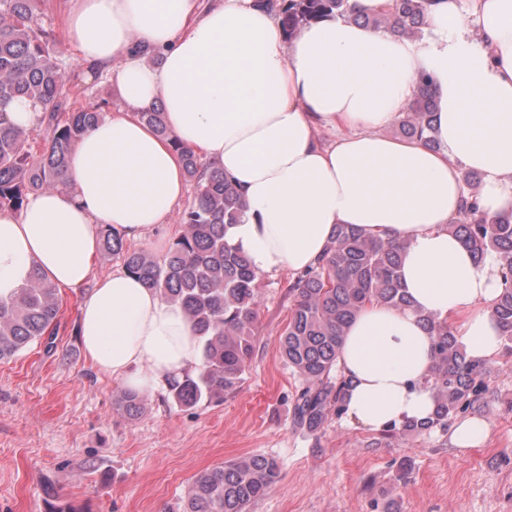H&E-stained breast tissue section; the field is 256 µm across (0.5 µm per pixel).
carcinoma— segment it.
I'll list each match as a JSON object with an SVG mask.
<instances>
[{
    "mask_svg": "<svg viewBox=\"0 0 512 512\" xmlns=\"http://www.w3.org/2000/svg\"><path fill=\"white\" fill-rule=\"evenodd\" d=\"M440 0H392L387 16L359 14L354 20L397 37L416 38L427 25L429 7ZM288 37H297L312 20L347 13V0H278L274 4ZM33 99L45 112L46 138L36 152L29 129L13 125L10 105ZM437 88L427 73L417 76L415 93L399 122L400 133L434 148ZM104 114L71 100L53 31L40 19L38 0H0V209L20 211L29 196L44 190H67L71 154L82 134ZM140 118L157 134L170 137L164 112L156 107ZM186 178L195 185L194 201L184 209L185 232L158 262L144 251L129 249L111 227L101 230V250L122 259L123 267L146 288L179 305L200 346L193 369L167 382L168 400L195 408L235 392L244 380L261 303L259 275L245 255L224 241V228L237 223L246 208L241 191L214 164H203L177 140ZM469 187L459 220L448 225L477 257L497 256L512 273V215L489 217L480 209V177L465 173ZM400 242L382 241L348 225H337L326 253L292 285L294 305L280 340V352L294 374L305 381L292 407L293 427L316 436L332 416L345 414L346 380L338 369L345 331L365 305L377 302L407 308L400 284ZM57 288L36 268L26 283L0 299V360L11 359L50 337L59 317ZM499 335L512 342V285L495 307ZM432 338L433 367L429 383L435 412L425 422H408L383 430V436L421 437L448 423L460 408L479 401L490 375L487 362L469 358L448 322L420 316ZM147 394L122 390L113 407L135 421L146 411ZM275 460L252 455L229 460L200 473L183 500L182 512H250L277 482Z\"/></svg>",
    "mask_w": 512,
    "mask_h": 512,
    "instance_id": "1",
    "label": "carcinoma"
}]
</instances>
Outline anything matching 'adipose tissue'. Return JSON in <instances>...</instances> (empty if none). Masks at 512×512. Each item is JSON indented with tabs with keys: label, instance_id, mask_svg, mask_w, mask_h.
<instances>
[{
	"label": "adipose tissue",
	"instance_id": "ef3b65f1",
	"mask_svg": "<svg viewBox=\"0 0 512 512\" xmlns=\"http://www.w3.org/2000/svg\"><path fill=\"white\" fill-rule=\"evenodd\" d=\"M65 30L84 67L109 70L124 103L78 141L71 191L0 210V297L32 267L61 288L88 287L83 349L100 372L153 392L199 360L183 310L126 270L95 277L100 229L133 241L165 224L186 187L180 142L223 169L247 207L224 239L260 274L300 273L324 255L335 225L404 243L411 305L365 306L338 367L347 416L382 430L428 418L431 338L448 321L476 360L500 348L494 308L506 286L495 256L475 258L448 226L481 178L487 215L512 213V0H439L421 39L357 24L391 0H348V13L287 39L262 0H70ZM438 91L437 149L383 135L406 110L418 72ZM162 104L169 137L140 118ZM324 128L341 130L332 143Z\"/></svg>",
	"mask_w": 512,
	"mask_h": 512
}]
</instances>
